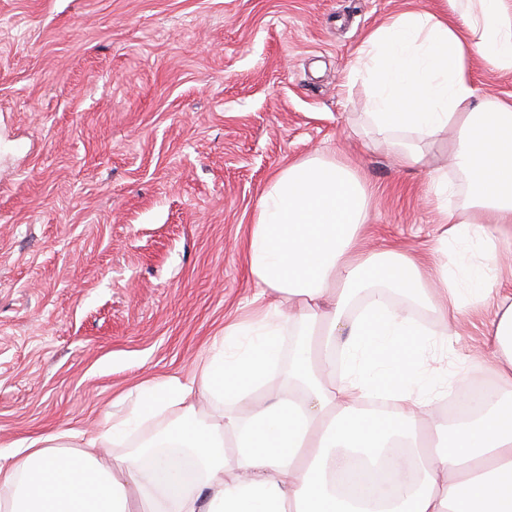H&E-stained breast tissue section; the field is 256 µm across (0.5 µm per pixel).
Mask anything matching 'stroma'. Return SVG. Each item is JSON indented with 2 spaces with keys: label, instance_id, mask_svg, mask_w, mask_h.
<instances>
[{
  "label": "stroma",
  "instance_id": "obj_1",
  "mask_svg": "<svg viewBox=\"0 0 512 512\" xmlns=\"http://www.w3.org/2000/svg\"><path fill=\"white\" fill-rule=\"evenodd\" d=\"M440 0H0V450L127 416L191 375L258 288L261 192L323 152L370 194L374 247L424 248L440 200L358 133L365 36ZM472 325L434 366L463 364Z\"/></svg>",
  "mask_w": 512,
  "mask_h": 512
}]
</instances>
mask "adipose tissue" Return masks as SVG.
Masks as SVG:
<instances>
[{"label":"adipose tissue","instance_id":"ef3b65f1","mask_svg":"<svg viewBox=\"0 0 512 512\" xmlns=\"http://www.w3.org/2000/svg\"><path fill=\"white\" fill-rule=\"evenodd\" d=\"M512 71V0H442L389 16L349 73L371 91L364 122L404 170L448 158L468 176L457 211L440 206L427 254L360 247L369 198L359 173L315 155L261 193L245 273L260 304L225 324L191 376L142 386L132 414L0 451V512H512V289L499 249L512 228V100L480 93L472 61ZM456 263H449V252ZM430 322L416 318L417 309ZM483 316L490 383L430 367ZM299 340L281 367L282 336ZM269 398L254 400L258 390ZM460 391L462 421L434 417ZM371 399L389 401L371 410ZM215 408L199 417L201 401ZM174 421L111 469L143 423ZM78 440L73 454L54 442Z\"/></svg>","mask_w":512,"mask_h":512}]
</instances>
